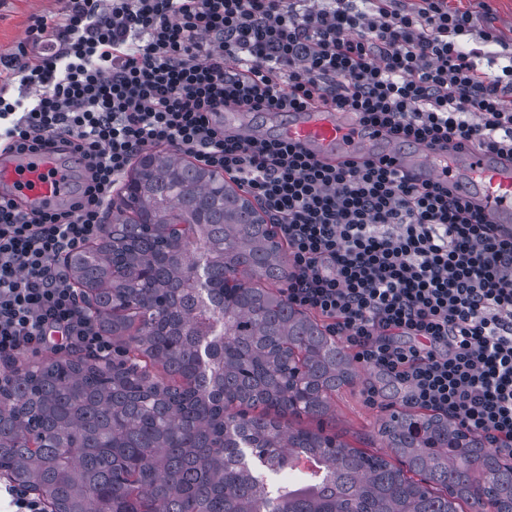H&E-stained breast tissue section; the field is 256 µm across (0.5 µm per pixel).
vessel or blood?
I'll use <instances>...</instances> for the list:
<instances>
[{"label":"vessel or blood","instance_id":"vessel-or-blood-1","mask_svg":"<svg viewBox=\"0 0 512 512\" xmlns=\"http://www.w3.org/2000/svg\"><path fill=\"white\" fill-rule=\"evenodd\" d=\"M318 158L330 161L387 159L417 182H442L504 234L512 233V162L476 146L444 152L393 138L349 112L315 107L294 113L274 131ZM0 187L19 200L51 210L72 194L69 169L47 150L22 156L0 152Z\"/></svg>","mask_w":512,"mask_h":512}]
</instances>
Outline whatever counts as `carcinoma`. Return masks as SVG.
<instances>
[{"mask_svg": "<svg viewBox=\"0 0 512 512\" xmlns=\"http://www.w3.org/2000/svg\"><path fill=\"white\" fill-rule=\"evenodd\" d=\"M65 264L112 361L52 356L0 387V469L49 512H512V461L445 416L381 423L397 466L325 431L359 372L279 290L276 226L215 171L144 150Z\"/></svg>", "mask_w": 512, "mask_h": 512, "instance_id": "1", "label": "carcinoma"}]
</instances>
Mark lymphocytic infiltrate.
<instances>
[{"instance_id":"1","label":"lymphocytic infiltrate","mask_w":512,"mask_h":512,"mask_svg":"<svg viewBox=\"0 0 512 512\" xmlns=\"http://www.w3.org/2000/svg\"><path fill=\"white\" fill-rule=\"evenodd\" d=\"M63 0L19 44L0 143L64 146L82 181L64 207L0 199V382L18 354L112 358L65 256L104 232L133 159L170 146L229 175L288 244L290 303L319 313L354 360L512 457V235L448 186L392 162L327 164L227 131L226 107L326 106L440 148L512 157V48L482 72L448 0Z\"/></svg>"}]
</instances>
